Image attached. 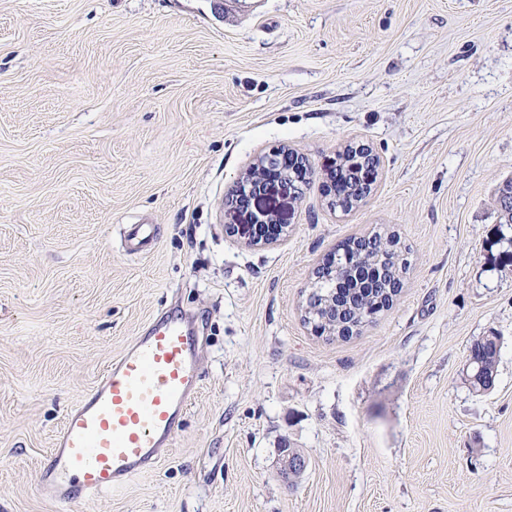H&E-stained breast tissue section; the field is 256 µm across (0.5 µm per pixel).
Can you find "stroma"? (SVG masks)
<instances>
[{
  "mask_svg": "<svg viewBox=\"0 0 512 512\" xmlns=\"http://www.w3.org/2000/svg\"><path fill=\"white\" fill-rule=\"evenodd\" d=\"M349 144L379 167L344 212ZM283 146L314 172L262 197L287 239L247 245L227 200ZM508 179L512 0H0V512H57L36 473L65 413L177 310L204 381L168 458L73 512H512ZM140 221L157 245L125 255ZM376 232L407 250L392 308L316 335V267ZM497 356L498 345L494 336L477 340L470 346L468 360L471 362L472 374L469 383L475 391H485L494 385Z\"/></svg>",
  "mask_w": 512,
  "mask_h": 512,
  "instance_id": "1",
  "label": "stroma"
}]
</instances>
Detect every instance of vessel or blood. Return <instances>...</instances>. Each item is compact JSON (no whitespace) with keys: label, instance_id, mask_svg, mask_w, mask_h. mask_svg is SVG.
Here are the masks:
<instances>
[{"label":"vessel or blood","instance_id":"b4317fda","mask_svg":"<svg viewBox=\"0 0 512 512\" xmlns=\"http://www.w3.org/2000/svg\"><path fill=\"white\" fill-rule=\"evenodd\" d=\"M157 237L155 225H129L125 250L148 253ZM202 382L190 320L169 314L149 322L67 412L37 471L41 494L72 512L157 470Z\"/></svg>","mask_w":512,"mask_h":512}]
</instances>
